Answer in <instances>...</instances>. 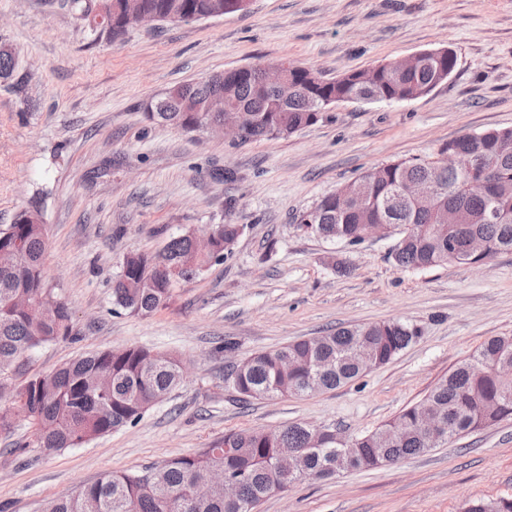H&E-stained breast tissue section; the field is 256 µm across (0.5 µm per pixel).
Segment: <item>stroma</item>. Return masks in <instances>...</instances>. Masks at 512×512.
<instances>
[{"instance_id": "obj_1", "label": "stroma", "mask_w": 512, "mask_h": 512, "mask_svg": "<svg viewBox=\"0 0 512 512\" xmlns=\"http://www.w3.org/2000/svg\"><path fill=\"white\" fill-rule=\"evenodd\" d=\"M0 44L17 58L0 81V228L39 207L47 284L75 331L32 350L13 385L127 346L191 364L137 424L80 447L31 446L21 422L0 433V512H40L104 472L190 455L231 430L373 431L485 340L512 335V252L480 269L406 270L392 257L395 238L350 245L304 234L296 221L372 168L435 156L466 133L512 129V0H250L245 11L192 24L136 25L113 43L93 41L65 0H0ZM444 47L457 66L428 95L335 105L286 138L238 142L146 117L170 87L215 72L287 61L331 79ZM209 224L244 227L222 263L180 283L149 316L113 305L126 254L158 253L170 237ZM392 319L414 327L417 340L336 390L243 403L225 386L231 359ZM510 497L505 419L394 465L301 482L257 512H461L468 500Z\"/></svg>"}]
</instances>
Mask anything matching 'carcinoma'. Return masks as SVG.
I'll list each match as a JSON object with an SVG mask.
<instances>
[{"label": "carcinoma", "mask_w": 512, "mask_h": 512, "mask_svg": "<svg viewBox=\"0 0 512 512\" xmlns=\"http://www.w3.org/2000/svg\"><path fill=\"white\" fill-rule=\"evenodd\" d=\"M249 0H68L87 22L95 40L122 36L134 20L194 23L212 12L243 11ZM456 54L425 56L411 71L354 69L327 80L312 68L288 64V90L266 85L263 65L245 75L237 69L175 85L154 100L149 121L185 133L218 120L208 111L210 98L224 95V108L246 110L251 125L241 140L288 137L317 123L325 101H406L428 94L455 69ZM15 68L11 50L0 46V79ZM477 161L469 172L451 171L435 159L398 160L365 172L297 217L298 229L326 240L352 245L363 242L364 225L381 221L398 236L393 255L407 269L427 270L470 260L474 237L490 242L494 257L512 251V129L464 134L444 144ZM471 178L487 182L489 195L473 197L463 186ZM409 182L436 188L426 209L396 197ZM461 223L443 224L447 209ZM210 249H194L191 234L173 236L162 253L132 252L112 284L115 305L140 316L164 307L177 284L195 279L224 261L238 240L239 224L214 225ZM48 250L44 224L36 210L20 212L0 230V432L15 420L40 427L39 448H73L87 440L136 424L156 402L182 383L175 355L144 347L98 351L81 356L17 387L6 380L32 349L73 335L66 303L48 288L44 263ZM178 269L177 278L166 268ZM418 338L399 320L348 324L262 350L229 367L224 382L243 401L305 397L335 390L369 373L363 358L386 365ZM512 336H493L469 358L439 379L420 403L404 409L376 430L355 437L348 457L336 443V430L320 431L290 424L278 429L229 431L210 447L170 459L141 473L103 474L46 503V512H256L266 497L282 491L275 480L278 458L291 454L295 466L324 479L331 471L379 467L381 455L397 462L432 448L419 428L416 410L424 405L445 419L448 438L476 432L512 418ZM219 466L236 480L241 497L224 500V490L204 482L208 469ZM464 512H512V499L473 501Z\"/></svg>", "instance_id": "obj_1"}]
</instances>
